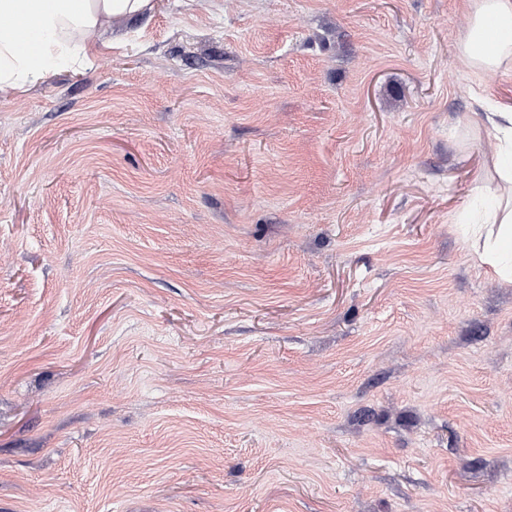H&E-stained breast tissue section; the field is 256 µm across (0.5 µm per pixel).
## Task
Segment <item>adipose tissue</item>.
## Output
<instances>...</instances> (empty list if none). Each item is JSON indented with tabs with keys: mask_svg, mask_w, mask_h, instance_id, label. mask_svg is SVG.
<instances>
[{
	"mask_svg": "<svg viewBox=\"0 0 512 512\" xmlns=\"http://www.w3.org/2000/svg\"><path fill=\"white\" fill-rule=\"evenodd\" d=\"M149 6L150 0H0V92L24 89L87 61L105 25ZM468 14L460 51L479 84L512 62V0H468ZM21 28L37 41L36 51L18 48ZM481 127L494 150L491 181L477 187L486 207L471 218L470 248L480 263L512 279V105H491Z\"/></svg>",
	"mask_w": 512,
	"mask_h": 512,
	"instance_id": "adipose-tissue-1",
	"label": "adipose tissue"
}]
</instances>
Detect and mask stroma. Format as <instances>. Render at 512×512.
<instances>
[{
    "label": "stroma",
    "mask_w": 512,
    "mask_h": 512,
    "mask_svg": "<svg viewBox=\"0 0 512 512\" xmlns=\"http://www.w3.org/2000/svg\"><path fill=\"white\" fill-rule=\"evenodd\" d=\"M467 0H153L0 96V512H512Z\"/></svg>",
    "instance_id": "stroma-1"
}]
</instances>
